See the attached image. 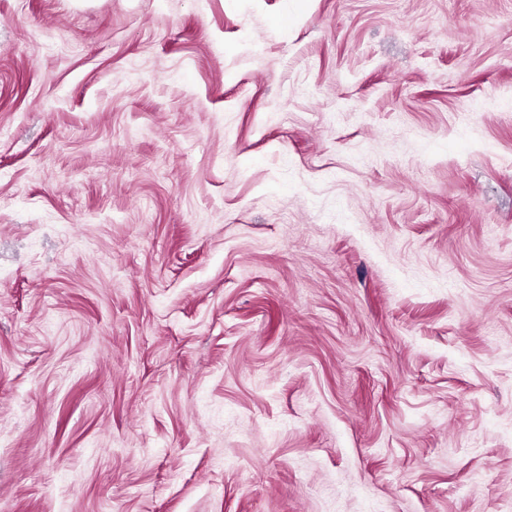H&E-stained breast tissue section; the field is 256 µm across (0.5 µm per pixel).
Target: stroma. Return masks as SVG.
<instances>
[{
    "mask_svg": "<svg viewBox=\"0 0 512 512\" xmlns=\"http://www.w3.org/2000/svg\"><path fill=\"white\" fill-rule=\"evenodd\" d=\"M5 512H512V0H0Z\"/></svg>",
    "mask_w": 512,
    "mask_h": 512,
    "instance_id": "1",
    "label": "stroma"
}]
</instances>
